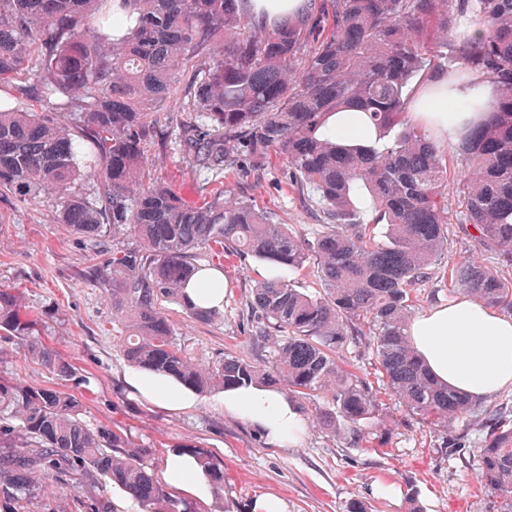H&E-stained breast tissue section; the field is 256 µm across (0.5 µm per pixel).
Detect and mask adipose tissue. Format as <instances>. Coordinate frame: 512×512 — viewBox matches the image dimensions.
Returning <instances> with one entry per match:
<instances>
[{"label": "adipose tissue", "mask_w": 512, "mask_h": 512, "mask_svg": "<svg viewBox=\"0 0 512 512\" xmlns=\"http://www.w3.org/2000/svg\"><path fill=\"white\" fill-rule=\"evenodd\" d=\"M490 95L486 79L451 75L418 88L409 117L426 125L438 142L452 145L484 120ZM407 335L441 383L475 398L512 388V315L465 294L411 319ZM222 402L226 413L249 421L272 441L288 442L303 429L297 406L279 389L232 387Z\"/></svg>", "instance_id": "adipose-tissue-1"}]
</instances>
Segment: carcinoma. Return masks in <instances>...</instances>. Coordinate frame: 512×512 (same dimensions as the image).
Segmentation results:
<instances>
[{"label":"carcinoma","mask_w":512,"mask_h":512,"mask_svg":"<svg viewBox=\"0 0 512 512\" xmlns=\"http://www.w3.org/2000/svg\"><path fill=\"white\" fill-rule=\"evenodd\" d=\"M466 17L476 28L458 44L453 32ZM462 67L498 98L459 147L466 170L450 192L446 152L407 109L417 85ZM5 79L15 105L0 109V193L56 195L60 223L83 237L112 227L98 283L124 325L129 364L204 396L279 385L326 432L358 444L381 415L378 389L339 363L361 345L383 386L444 434L448 452L468 442L458 424L481 420L476 478L493 512H512V405L436 381L406 334L417 288L448 252L450 193L459 222L494 259L451 269V292L512 313V0H307L292 16L257 0H0ZM34 88L70 109L73 124L27 108ZM173 100L169 119L195 168L238 175L279 156L325 215L313 239L231 185L193 205L147 178ZM352 110L369 115L382 146L346 147L323 132L328 115ZM86 180L91 199L75 190ZM213 247L270 270L251 303L252 339L268 345L260 362L227 354L196 363L166 313L170 303L197 323L224 320L222 309L184 295L191 281L212 292L195 256ZM311 266L314 293L298 285ZM45 329L22 291L0 289V340L67 381L74 368L45 343ZM83 411L70 393L0 377V512H111L107 487L137 512H202L158 476L157 449L125 429L87 425ZM179 455L203 473L219 512H233L223 504L224 464L197 445ZM51 481L73 484L70 499L49 497Z\"/></svg>","instance_id":"1"}]
</instances>
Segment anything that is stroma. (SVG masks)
Returning a JSON list of instances; mask_svg holds the SVG:
<instances>
[{"label":"stroma","instance_id":"35a3bbf8","mask_svg":"<svg viewBox=\"0 0 512 512\" xmlns=\"http://www.w3.org/2000/svg\"><path fill=\"white\" fill-rule=\"evenodd\" d=\"M167 146L156 153L151 178L165 181L192 203L209 201L225 184L279 223L302 235L323 217L310 198L293 187L276 158L246 176L192 170L178 146V131L161 122ZM112 249V235L93 239L73 234L59 221L54 195L23 202L0 195V288H18L48 325L46 341L76 369L63 381L25 348L0 342V372L30 384L61 389L82 399L87 423L131 430L140 443L156 448L161 476L179 446L194 443L224 463V492L238 512H251L254 500L269 494L284 512H347L350 502L368 512H492L476 480V448L449 454L439 430L418 423L392 396H384L383 430L353 444L322 431L311 413L295 441L278 444L248 421L225 413L220 396L198 397L188 408L156 402L128 381L131 366L118 344L121 327L112 304L88 273ZM198 264L222 269L228 286L224 319L199 324L177 305L167 307L177 334L199 362L227 354L262 359V345L250 338L248 306L258 278L256 263L215 250L197 252Z\"/></svg>","mask_w":512,"mask_h":512}]
</instances>
